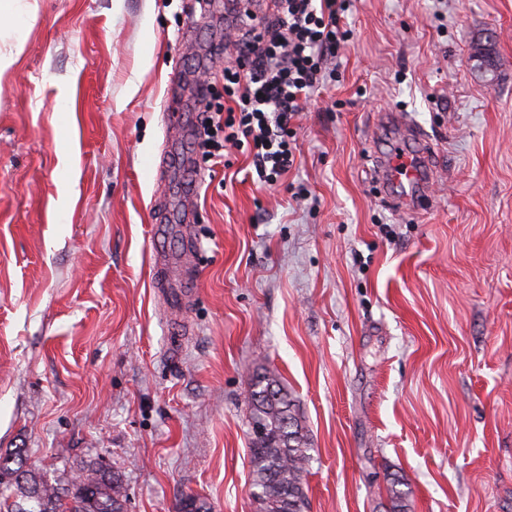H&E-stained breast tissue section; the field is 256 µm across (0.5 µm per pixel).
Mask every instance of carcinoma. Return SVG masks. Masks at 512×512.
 <instances>
[{
	"instance_id": "cac0c4a2",
	"label": "carcinoma",
	"mask_w": 512,
	"mask_h": 512,
	"mask_svg": "<svg viewBox=\"0 0 512 512\" xmlns=\"http://www.w3.org/2000/svg\"><path fill=\"white\" fill-rule=\"evenodd\" d=\"M250 475L259 512H305L304 474L311 441L279 374L263 369L253 380L248 422ZM25 448L0 453V512H125L121 476L89 465L65 488L27 466ZM393 478V512H407L406 496Z\"/></svg>"
}]
</instances>
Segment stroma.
Segmentation results:
<instances>
[{
  "instance_id": "1",
  "label": "stroma",
  "mask_w": 512,
  "mask_h": 512,
  "mask_svg": "<svg viewBox=\"0 0 512 512\" xmlns=\"http://www.w3.org/2000/svg\"><path fill=\"white\" fill-rule=\"evenodd\" d=\"M0 73V451L58 485L99 463L126 512H256L250 390L278 372L311 438L307 512H512V0H354L335 79L279 183L203 167L197 279H152L174 71L223 19L198 0H37ZM405 116L437 177L415 212L374 179Z\"/></svg>"
}]
</instances>
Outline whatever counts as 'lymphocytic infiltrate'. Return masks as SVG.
I'll return each mask as SVG.
<instances>
[{"label":"lymphocytic infiltrate","instance_id":"obj_1","mask_svg":"<svg viewBox=\"0 0 512 512\" xmlns=\"http://www.w3.org/2000/svg\"><path fill=\"white\" fill-rule=\"evenodd\" d=\"M264 22L238 27L225 42L247 76L224 67L223 85L203 79L206 99L196 151L203 161L225 148L246 151L261 182L275 185L296 165L294 121L311 90L325 78L324 65L348 35L340 17L351 0H275Z\"/></svg>","mask_w":512,"mask_h":512}]
</instances>
